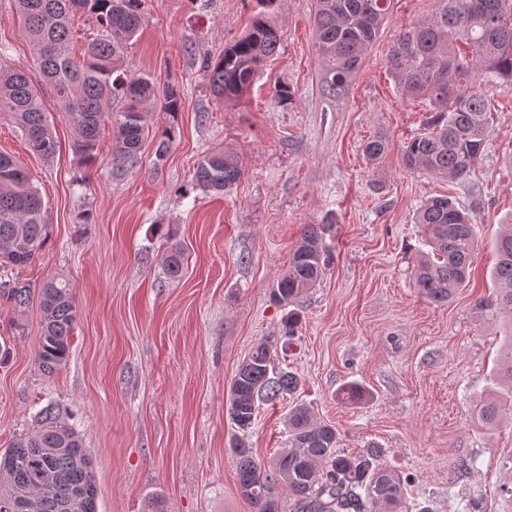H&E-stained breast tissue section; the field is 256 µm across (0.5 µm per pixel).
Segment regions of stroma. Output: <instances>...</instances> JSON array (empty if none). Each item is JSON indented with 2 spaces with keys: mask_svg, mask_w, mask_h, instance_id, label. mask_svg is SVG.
Returning <instances> with one entry per match:
<instances>
[{
  "mask_svg": "<svg viewBox=\"0 0 512 512\" xmlns=\"http://www.w3.org/2000/svg\"><path fill=\"white\" fill-rule=\"evenodd\" d=\"M435 0H391L389 15L343 95L330 96L315 50L314 0H279L277 56L252 89L226 102L210 90L216 62L256 12V0H141L144 24L124 67L129 76L178 85L177 140L163 165L146 140L137 163L119 159L112 128L85 164L51 85L33 59L15 0H0V63L26 70L44 97L58 142L33 154L0 117V151L31 174L48 234L14 276L39 294L51 277L69 281L77 318L67 364L52 376L35 355L37 302L22 313L0 298V449L37 428L46 405L62 411L93 459L99 512H254L241 496L234 441L266 461L285 447L289 409L306 404L334 425L339 448L378 447L384 465L413 475L411 495L431 512H502L499 486L512 457V424L488 427L477 408L489 396L501 325L474 305L493 292L494 241L512 219V84L492 88L490 132L471 173L452 182L402 163L404 143L429 115L386 70L388 49ZM288 86V104L274 99ZM389 145L368 161L364 142ZM230 148L244 173L230 194L193 182L197 161ZM445 194L469 210L480 245L471 277L447 302L419 294L413 273L425 245L417 209ZM318 225L333 259L303 297L298 332L279 360L301 385L261 405L246 433L227 413V392L253 345L278 340L284 315L269 298L305 225ZM185 253L181 277L162 255ZM370 392L337 399L346 382ZM476 461L460 475L457 462Z\"/></svg>",
  "mask_w": 512,
  "mask_h": 512,
  "instance_id": "obj_1",
  "label": "stroma"
}]
</instances>
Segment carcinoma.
<instances>
[{
  "label": "carcinoma",
  "mask_w": 512,
  "mask_h": 512,
  "mask_svg": "<svg viewBox=\"0 0 512 512\" xmlns=\"http://www.w3.org/2000/svg\"><path fill=\"white\" fill-rule=\"evenodd\" d=\"M249 28L224 47V56L206 66L210 89L229 102L246 94L264 63L276 55L278 29L269 13L279 0H260ZM391 0H315L313 25L318 55L326 64L328 90L342 93L371 50L389 13ZM432 17L405 31L386 56L395 84L413 98L428 100L432 115L424 131L405 142L402 162L410 171L460 179L480 160L489 134L491 98L487 87L512 83V0H436ZM25 34L43 76L53 87L57 105L72 125L74 148L82 160H96L101 127L110 118L112 100L123 107L112 127L116 153L137 159L149 135L146 113L158 110L171 118L155 137V165L163 164L176 141L172 119L180 110L177 85L149 77L129 78L121 70L125 52L144 23L139 0H16ZM95 22L82 58L70 53L75 14ZM0 115L8 118L43 157L55 154L44 102L20 69L0 65ZM387 149L383 134L372 136L364 155L376 161ZM243 174L240 157L230 150L207 153L194 173L196 186L224 194ZM431 252L414 271V286L434 302H446L469 278L478 239L469 214L449 196L433 197L417 210ZM47 238L43 201L31 176L17 159L0 152V267H20L34 260ZM494 296L476 303L490 321L512 319V225L496 242ZM331 253L322 232L305 226L288 268L271 289L281 307L297 305L329 265ZM167 273L178 277L183 253L172 247L164 256ZM0 295L14 309L26 307L29 289L0 280ZM41 334L36 362L51 375L66 365L76 318L70 284L51 278L39 293ZM505 359L494 383L495 396L479 407L477 418L493 425L512 421V330L504 336ZM300 379L280 367L277 348L268 340L255 344L229 386L228 415L246 431L257 408L295 393ZM288 447L261 462L243 446L233 448L241 495L254 512H280V491L294 496L300 512H431L408 503V478L385 468L374 450L349 453L337 447L334 427L317 421L297 404L288 411ZM26 497L29 512H98V488L92 457L81 434L47 406L38 429L0 452V512H14Z\"/></svg>",
  "instance_id": "carcinoma-1"
}]
</instances>
